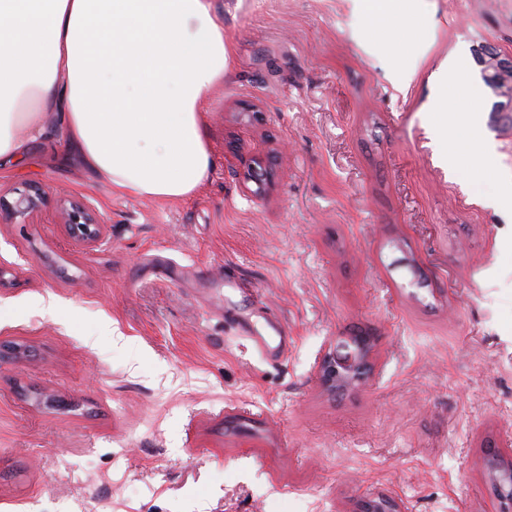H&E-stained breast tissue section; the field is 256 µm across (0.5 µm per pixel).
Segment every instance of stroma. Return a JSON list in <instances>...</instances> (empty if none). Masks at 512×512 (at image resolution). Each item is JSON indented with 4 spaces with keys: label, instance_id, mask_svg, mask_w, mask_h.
<instances>
[{
    "label": "stroma",
    "instance_id": "obj_1",
    "mask_svg": "<svg viewBox=\"0 0 512 512\" xmlns=\"http://www.w3.org/2000/svg\"><path fill=\"white\" fill-rule=\"evenodd\" d=\"M214 6L231 68L193 196L115 191L60 131L0 172L6 198L45 190L0 221V345L29 349L0 365V512H500L482 458L512 441V210L486 199L512 181V73L481 52L512 58V0H416L376 51L351 0ZM454 64L451 110L496 156L452 169ZM65 195L101 245L65 234ZM361 330L372 373L323 390L319 360ZM18 195L14 202H6L0 196V212L4 209L15 216H27L39 210L44 201V192L40 185H30Z\"/></svg>",
    "mask_w": 512,
    "mask_h": 512
}]
</instances>
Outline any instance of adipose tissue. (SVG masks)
Returning a JSON list of instances; mask_svg holds the SVG:
<instances>
[{"label":"adipose tissue","mask_w":512,"mask_h":512,"mask_svg":"<svg viewBox=\"0 0 512 512\" xmlns=\"http://www.w3.org/2000/svg\"><path fill=\"white\" fill-rule=\"evenodd\" d=\"M228 66L214 0H0V165L53 116L100 183L192 196L211 164L202 102Z\"/></svg>","instance_id":"ef3b65f1"}]
</instances>
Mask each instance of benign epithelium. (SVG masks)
<instances>
[{"label":"benign epithelium","instance_id":"obj_1","mask_svg":"<svg viewBox=\"0 0 512 512\" xmlns=\"http://www.w3.org/2000/svg\"><path fill=\"white\" fill-rule=\"evenodd\" d=\"M44 201V192L39 185H31L19 193L12 202L0 198V211L7 210L15 216H27L39 210ZM62 216L68 235L76 242L94 247L104 239V225L94 209L87 204L63 200ZM371 348L360 345L353 347L343 340L336 341L319 361L317 374L322 385L330 392H345L364 380L371 369ZM485 480L502 486L505 479L512 480V456L492 452L484 463ZM365 504L371 512H406L404 502L390 495L368 498Z\"/></svg>","mask_w":512,"mask_h":512}]
</instances>
